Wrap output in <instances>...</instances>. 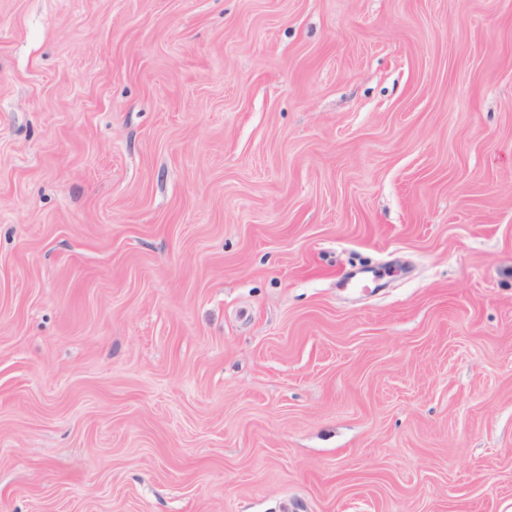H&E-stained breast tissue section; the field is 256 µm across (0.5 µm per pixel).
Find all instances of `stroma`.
<instances>
[{
  "label": "stroma",
  "instance_id": "obj_1",
  "mask_svg": "<svg viewBox=\"0 0 512 512\" xmlns=\"http://www.w3.org/2000/svg\"><path fill=\"white\" fill-rule=\"evenodd\" d=\"M0 512H512V0H0Z\"/></svg>",
  "mask_w": 512,
  "mask_h": 512
}]
</instances>
